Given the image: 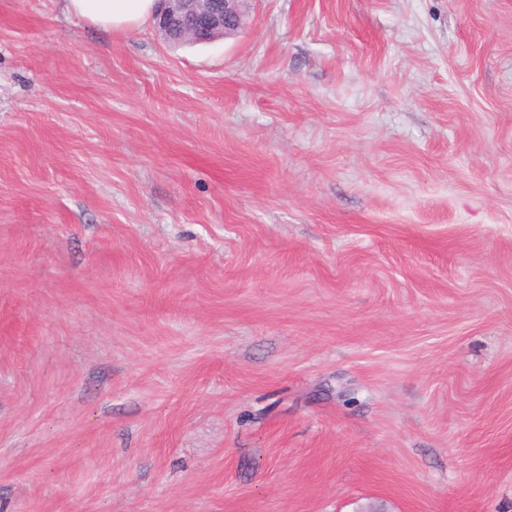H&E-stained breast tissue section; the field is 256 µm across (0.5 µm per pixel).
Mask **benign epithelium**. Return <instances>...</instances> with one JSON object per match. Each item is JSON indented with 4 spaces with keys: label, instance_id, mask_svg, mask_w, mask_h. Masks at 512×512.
<instances>
[{
    "label": "benign epithelium",
    "instance_id": "7a95c632",
    "mask_svg": "<svg viewBox=\"0 0 512 512\" xmlns=\"http://www.w3.org/2000/svg\"><path fill=\"white\" fill-rule=\"evenodd\" d=\"M155 25L167 39L200 43L243 29L251 0H157Z\"/></svg>",
    "mask_w": 512,
    "mask_h": 512
}]
</instances>
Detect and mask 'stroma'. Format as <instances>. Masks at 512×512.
I'll list each match as a JSON object with an SVG mask.
<instances>
[{"instance_id": "obj_1", "label": "stroma", "mask_w": 512, "mask_h": 512, "mask_svg": "<svg viewBox=\"0 0 512 512\" xmlns=\"http://www.w3.org/2000/svg\"><path fill=\"white\" fill-rule=\"evenodd\" d=\"M0 512H512V0H0ZM66 13L104 30L131 31L153 19L155 0H64ZM154 20L167 39L200 43L237 35L252 0H156Z\"/></svg>"}]
</instances>
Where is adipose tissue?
Here are the masks:
<instances>
[{
  "mask_svg": "<svg viewBox=\"0 0 512 512\" xmlns=\"http://www.w3.org/2000/svg\"><path fill=\"white\" fill-rule=\"evenodd\" d=\"M155 0H65L66 13L105 30L131 31L154 16Z\"/></svg>",
  "mask_w": 512,
  "mask_h": 512,
  "instance_id": "adipose-tissue-1",
  "label": "adipose tissue"
}]
</instances>
